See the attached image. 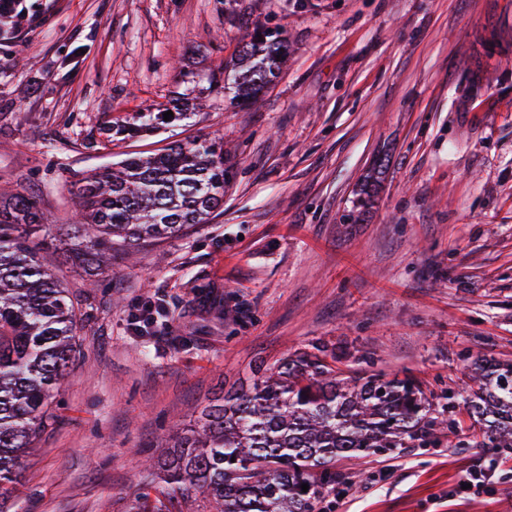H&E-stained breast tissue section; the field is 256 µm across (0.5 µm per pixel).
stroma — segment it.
Returning a JSON list of instances; mask_svg holds the SVG:
<instances>
[{"instance_id": "obj_1", "label": "stroma", "mask_w": 512, "mask_h": 512, "mask_svg": "<svg viewBox=\"0 0 512 512\" xmlns=\"http://www.w3.org/2000/svg\"><path fill=\"white\" fill-rule=\"evenodd\" d=\"M257 27L288 59L237 104L206 76ZM176 98L187 111L166 115ZM204 137L227 170L208 223L114 243L106 273L72 259L86 172ZM3 182L39 200L77 330L0 507L137 512L144 457L289 353L321 344L437 399L473 355L512 361V0H17L0 19ZM455 417L439 443L338 460L319 512H512V448ZM478 465L490 480L462 489Z\"/></svg>"}]
</instances>
